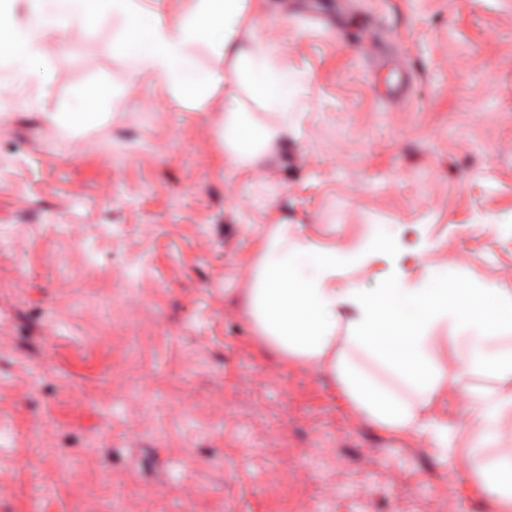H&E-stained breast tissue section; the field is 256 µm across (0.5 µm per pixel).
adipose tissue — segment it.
<instances>
[{
	"label": "adipose tissue",
	"instance_id": "1",
	"mask_svg": "<svg viewBox=\"0 0 512 512\" xmlns=\"http://www.w3.org/2000/svg\"><path fill=\"white\" fill-rule=\"evenodd\" d=\"M190 2L182 13L165 14L149 0H29L25 25L0 13V48L14 51L19 74H33L49 36L73 32L89 41L99 21L112 20L118 26L114 49L137 75L201 112L223 93L224 167L242 174L288 126L285 78L258 36L259 0ZM202 48L215 66L197 64ZM400 247L395 234L348 252L310 241L290 225H270L260 237L242 315L261 350L274 353L284 368L329 377L360 421L400 438L427 437L448 453V415L440 402L467 374L487 369L499 381L464 392L471 421L491 434L512 415V349L497 346L504 325H512V290L478 288L482 309L464 313L454 290L432 271L407 279ZM378 261L385 270L374 287L340 286L341 278ZM448 327L466 343L450 365L434 354L439 330ZM388 334L407 337L410 357L387 352ZM466 470L490 512H512V458L493 461L474 448Z\"/></svg>",
	"mask_w": 512,
	"mask_h": 512
}]
</instances>
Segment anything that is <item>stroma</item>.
<instances>
[{"mask_svg": "<svg viewBox=\"0 0 512 512\" xmlns=\"http://www.w3.org/2000/svg\"><path fill=\"white\" fill-rule=\"evenodd\" d=\"M260 36L292 117L247 176L223 97L172 104L111 22L47 41L40 77L0 57V512H489L461 457L512 421L449 400V457L382 433L241 310L268 224L396 231L409 280L512 289V0H263ZM89 89L101 123L46 120Z\"/></svg>", "mask_w": 512, "mask_h": 512, "instance_id": "1", "label": "stroma"}]
</instances>
